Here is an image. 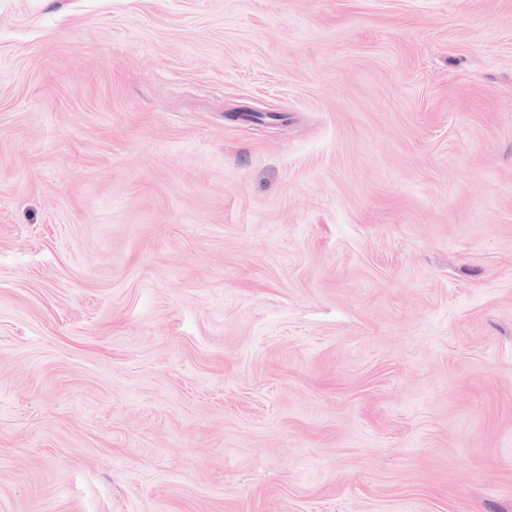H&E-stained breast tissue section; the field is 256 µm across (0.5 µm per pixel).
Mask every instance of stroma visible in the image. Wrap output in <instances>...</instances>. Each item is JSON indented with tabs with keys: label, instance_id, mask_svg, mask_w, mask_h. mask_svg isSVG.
Here are the masks:
<instances>
[{
	"label": "stroma",
	"instance_id": "1",
	"mask_svg": "<svg viewBox=\"0 0 512 512\" xmlns=\"http://www.w3.org/2000/svg\"><path fill=\"white\" fill-rule=\"evenodd\" d=\"M0 512H512V0H0Z\"/></svg>",
	"mask_w": 512,
	"mask_h": 512
}]
</instances>
